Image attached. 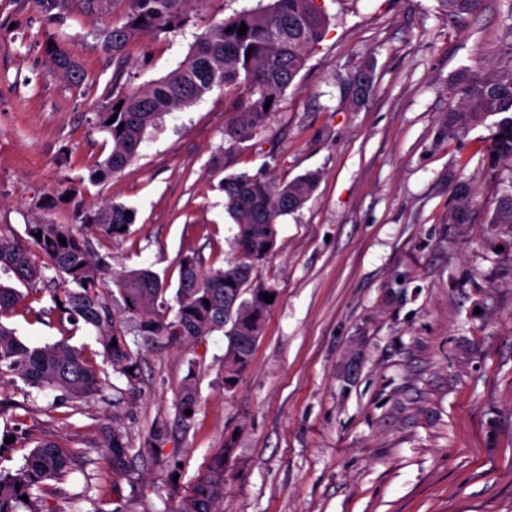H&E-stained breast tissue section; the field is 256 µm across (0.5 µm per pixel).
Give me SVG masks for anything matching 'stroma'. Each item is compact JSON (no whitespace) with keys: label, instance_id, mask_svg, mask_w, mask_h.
I'll list each match as a JSON object with an SVG mask.
<instances>
[{"label":"stroma","instance_id":"stroma-1","mask_svg":"<svg viewBox=\"0 0 512 512\" xmlns=\"http://www.w3.org/2000/svg\"><path fill=\"white\" fill-rule=\"evenodd\" d=\"M258 3L204 0L184 29L133 41L117 81L91 19L47 27L33 0H0V226L125 204L134 224L96 251L113 271L147 268L173 290L180 255L200 252L213 268L232 255L225 176L319 177L251 275L277 300L232 390L223 333L152 346L132 335L136 387L109 370L97 399L57 409L55 391L0 379V399L28 408L27 436L0 465L17 469L42 440L83 452L57 512H177L223 448L220 512H512V235L488 223L512 192V162L488 170L484 124L436 138L461 70L512 64V0H483L461 20L439 0H323L324 40L248 139L229 142L242 106L217 86L147 128L120 173L90 180L111 151L90 118L113 88L164 77L211 19ZM50 36L83 64L81 86L47 64ZM366 64L375 91L355 105L346 78ZM460 182L480 205L464 231L448 221ZM7 323L26 344L64 341L104 359L95 333L68 322ZM190 376L197 410L183 422ZM158 423L157 459L130 489L112 474L108 436L120 428L138 448Z\"/></svg>","mask_w":512,"mask_h":512}]
</instances>
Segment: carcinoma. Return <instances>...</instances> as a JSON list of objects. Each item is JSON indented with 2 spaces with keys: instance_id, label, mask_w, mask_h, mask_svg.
<instances>
[{
  "instance_id": "1",
  "label": "carcinoma",
  "mask_w": 512,
  "mask_h": 512,
  "mask_svg": "<svg viewBox=\"0 0 512 512\" xmlns=\"http://www.w3.org/2000/svg\"><path fill=\"white\" fill-rule=\"evenodd\" d=\"M38 16L55 25L72 9L98 20L114 0H34ZM191 0H126L124 23L96 28L102 50L122 66L126 47L142 33H166L186 24ZM444 15L459 18L477 11L480 0H439ZM246 33L239 34L241 24ZM327 18L318 0H271L253 11L221 20L212 19L195 40L184 60L162 79L111 96L94 109V126L107 133L112 149L92 170L91 178L102 181L121 172L137 156L146 129L164 115L181 110L201 99L216 86L245 94L246 111L227 130L235 141L263 123L274 111L278 95L292 85L325 36ZM45 56L54 72L74 85L82 83L85 71L75 53L59 42L45 45ZM352 101L359 103L373 93L370 67L348 78ZM269 108H264L266 101ZM121 109H115L116 105ZM114 122H109L111 117ZM494 118L488 126L485 162L495 170L500 161L512 160V66L487 74L464 70L456 79L448 112L439 136L459 137L474 126ZM123 130H118V127ZM318 177L306 173L284 183L261 175L234 174L219 182L225 209L236 226L235 257L225 268H203L198 253L178 258L179 282L175 304L166 299L167 288L149 269L112 273L105 258L93 253L89 241L77 229L85 224L110 239L126 234L122 227L134 222V211L123 204H106L96 210L76 209L70 224L33 222L24 225L25 236L0 234V269L12 272L27 287L22 293L0 282V377L10 375L24 384L61 392L66 400H83L98 395L105 384L96 360L66 342L30 346L14 328L1 321L25 310L35 316L53 313L67 316L76 329H93L100 337L113 371L133 383L139 374L138 356L130 350L127 323L135 324L137 335L152 344L196 341L222 331L228 339L224 354L222 384L229 391L249 365L262 336L264 319L271 304L264 294L276 290L261 283L251 284L255 267L274 250L280 218L303 207L317 186ZM461 202L449 215L451 224H472L477 204L467 185L456 186ZM489 223L512 234V195L499 201ZM41 237H35V234ZM66 243H60V239ZM54 271L55 276L46 275ZM112 287H105L106 280ZM49 292L52 306L35 311L31 303ZM117 345H112V341ZM196 384L188 378L181 388L180 416L196 410ZM112 474L137 489L133 462L145 460L154 448H131L119 430L109 440ZM86 465L85 456L52 442H39L14 471L0 469V512H56L51 504L58 481ZM224 494V451H219L207 474L193 487L178 512H218ZM28 500H23L22 496Z\"/></svg>"
}]
</instances>
